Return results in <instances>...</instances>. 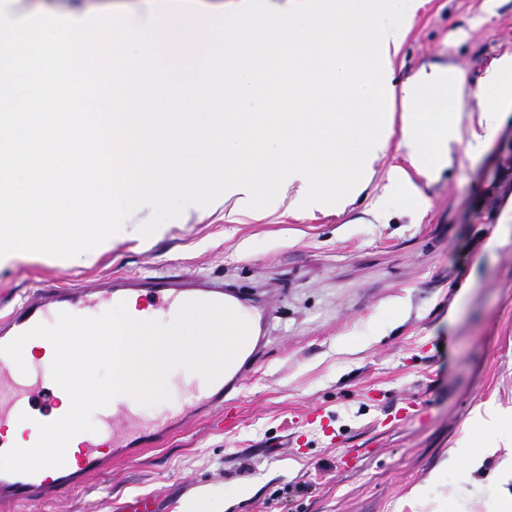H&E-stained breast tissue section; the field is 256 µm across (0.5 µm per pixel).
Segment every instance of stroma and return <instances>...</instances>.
I'll list each match as a JSON object with an SVG mask.
<instances>
[{"instance_id":"1","label":"stroma","mask_w":512,"mask_h":512,"mask_svg":"<svg viewBox=\"0 0 512 512\" xmlns=\"http://www.w3.org/2000/svg\"><path fill=\"white\" fill-rule=\"evenodd\" d=\"M79 1L95 14L146 5L24 3L33 17ZM506 53L512 0H421L395 78L439 64L474 89ZM457 121L453 162L419 178L418 203L384 191L390 168L408 163L396 131L345 212L223 205L172 220L154 242L139 232L142 213L91 263L23 255L1 267L0 316L48 280L171 271L223 282L266 342L230 400L234 417L189 412L158 445L10 512H125L143 496L157 512H491L492 492L468 494L462 468L430 481L469 423L512 418V112L482 145L468 134L476 113ZM418 486L423 499L410 498Z\"/></svg>"}]
</instances>
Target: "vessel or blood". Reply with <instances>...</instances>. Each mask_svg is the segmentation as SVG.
Instances as JSON below:
<instances>
[{"instance_id":"b4317fda","label":"vessel or blood","mask_w":512,"mask_h":512,"mask_svg":"<svg viewBox=\"0 0 512 512\" xmlns=\"http://www.w3.org/2000/svg\"><path fill=\"white\" fill-rule=\"evenodd\" d=\"M202 299L225 303L242 317H249L247 305L227 295L223 286L187 275L160 273L148 277H107L89 290L65 283L42 285L37 298L15 306L0 321V345L39 323L55 320L58 313L93 314L121 302H135L141 320H171L187 300ZM262 343H245L228 370L213 384L198 381L186 388L180 400L152 419H142L137 402L120 395L97 410L98 428L81 435L74 467H59L53 461L34 465L23 450H16L13 468L0 472V508L18 503L37 504L59 495L101 472L108 460L125 457L127 449H146L169 435L184 418L186 407L203 412L223 407L260 363ZM62 390L46 386L41 367L20 372L14 362L0 354V427L18 421L27 413L42 422L60 418Z\"/></svg>"}]
</instances>
